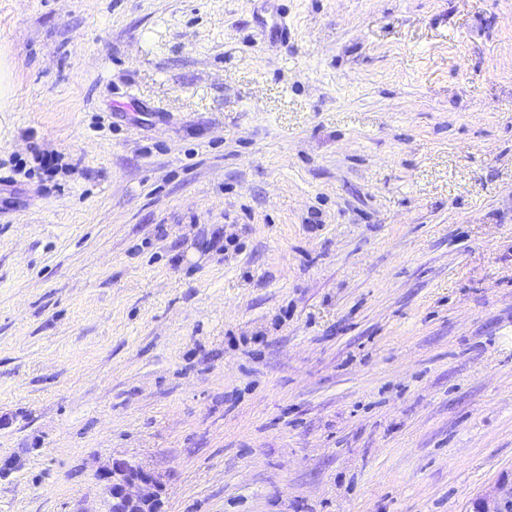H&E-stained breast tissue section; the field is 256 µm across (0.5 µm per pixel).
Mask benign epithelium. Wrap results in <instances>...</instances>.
I'll list each match as a JSON object with an SVG mask.
<instances>
[{
	"instance_id": "obj_1",
	"label": "benign epithelium",
	"mask_w": 512,
	"mask_h": 512,
	"mask_svg": "<svg viewBox=\"0 0 512 512\" xmlns=\"http://www.w3.org/2000/svg\"><path fill=\"white\" fill-rule=\"evenodd\" d=\"M96 478L101 491L100 512H160L163 483L158 475L126 458H113ZM512 500V486L502 485L484 497L476 512H503Z\"/></svg>"
}]
</instances>
